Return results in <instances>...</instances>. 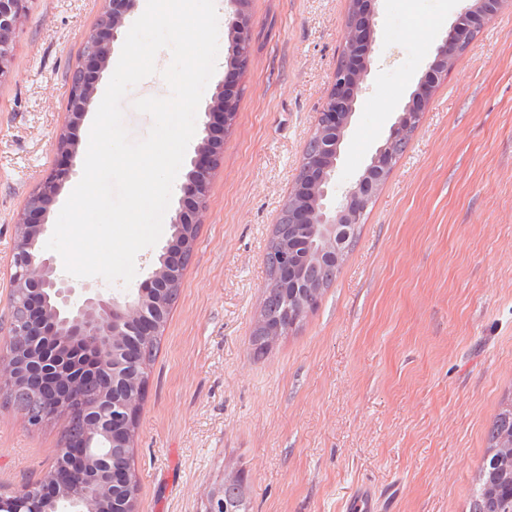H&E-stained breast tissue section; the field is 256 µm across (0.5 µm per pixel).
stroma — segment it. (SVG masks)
I'll return each mask as SVG.
<instances>
[{"mask_svg": "<svg viewBox=\"0 0 512 512\" xmlns=\"http://www.w3.org/2000/svg\"><path fill=\"white\" fill-rule=\"evenodd\" d=\"M102 0H32L0 83V326L12 310L13 220L53 170L68 76ZM463 0H374L371 71L341 144L358 179L410 102ZM349 0H250L204 220L149 367L132 465L140 512H205L227 471L251 512H469L488 430L512 400V6L435 88L318 307L254 359L266 251L340 60ZM0 405V486L38 481L61 446Z\"/></svg>", "mask_w": 512, "mask_h": 512, "instance_id": "1", "label": "stroma"}]
</instances>
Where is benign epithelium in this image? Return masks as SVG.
Listing matches in <instances>:
<instances>
[{"instance_id":"1","label":"benign epithelium","mask_w":512,"mask_h":512,"mask_svg":"<svg viewBox=\"0 0 512 512\" xmlns=\"http://www.w3.org/2000/svg\"><path fill=\"white\" fill-rule=\"evenodd\" d=\"M32 0H0V83L12 72L14 45ZM458 21L448 29L428 64L427 77L412 94L389 134L344 196H332L340 145L355 112L357 96L370 72L372 19L367 0H349L344 22L343 66L336 70L310 135L317 147L303 153L300 170L285 200L288 223L308 227L307 239L286 240L277 264L283 275L297 277L299 262L317 259L336 263L349 238L396 159L395 143L419 124L435 87L455 60L457 50L497 13L506 0H464ZM106 23L87 37L86 65L74 70L67 99L68 122L56 134L54 147L73 158L80 141L76 128L96 101L97 83L110 62L112 46L134 12L137 0H103ZM235 15L228 75L239 73V51L250 42L249 0H228ZM207 114L223 132L235 125L236 102L220 85ZM224 141L207 126L191 160L172 224L173 240L158 257L156 268L139 288L106 296L92 288L74 299L76 289L56 273L55 260L42 247L46 217L62 191L63 179L50 173L17 213L16 248L10 283L12 309L6 349H0V401L22 396L29 401L27 425L39 429L53 416L80 425L81 435L61 445L56 465L33 484L17 490L0 487V512H139L138 486L132 465L115 467L118 449L133 453L147 374L136 352L162 335L170 315L169 289L181 282L185 268L175 261L194 253L198 224ZM319 290L300 294L291 327L315 309ZM205 512H240L239 502L224 499V486L214 488Z\"/></svg>"}]
</instances>
